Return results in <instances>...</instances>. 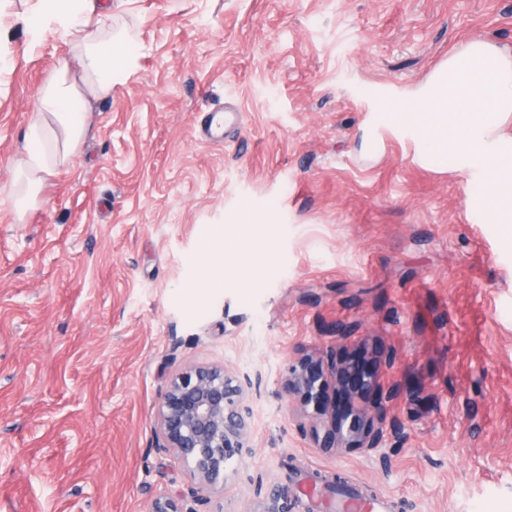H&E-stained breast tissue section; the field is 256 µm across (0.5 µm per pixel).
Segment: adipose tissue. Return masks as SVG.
Wrapping results in <instances>:
<instances>
[{
	"instance_id": "obj_1",
	"label": "adipose tissue",
	"mask_w": 512,
	"mask_h": 512,
	"mask_svg": "<svg viewBox=\"0 0 512 512\" xmlns=\"http://www.w3.org/2000/svg\"><path fill=\"white\" fill-rule=\"evenodd\" d=\"M112 0H31L14 17L32 38L50 30L73 45L81 79L59 77L39 95L35 116L25 129L16 175L21 187L13 199L16 219H24L39 201L48 178L60 174L88 132L92 98L110 94L124 82L134 59L127 32L102 31V18L111 16Z\"/></svg>"
}]
</instances>
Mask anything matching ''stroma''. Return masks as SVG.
<instances>
[{
  "instance_id": "1",
  "label": "stroma",
  "mask_w": 512,
  "mask_h": 512,
  "mask_svg": "<svg viewBox=\"0 0 512 512\" xmlns=\"http://www.w3.org/2000/svg\"><path fill=\"white\" fill-rule=\"evenodd\" d=\"M127 80L15 221L19 139L69 55L0 37V512H152L189 479L157 448L169 379L247 380L242 457L198 512H327L342 477L390 512H512V223L478 165L434 159L390 97L463 44L512 52V0H124ZM227 141L201 130L225 106ZM349 331L336 336L337 327ZM364 357L385 442L319 447L289 364Z\"/></svg>"
}]
</instances>
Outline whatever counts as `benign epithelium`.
<instances>
[{
  "label": "benign epithelium",
  "mask_w": 512,
  "mask_h": 512,
  "mask_svg": "<svg viewBox=\"0 0 512 512\" xmlns=\"http://www.w3.org/2000/svg\"><path fill=\"white\" fill-rule=\"evenodd\" d=\"M335 375L356 395L379 390L375 371L358 373L344 366ZM326 382L322 363L304 358L288 366L285 388L288 395L308 404L320 398ZM366 415L364 408L353 410L348 425L324 431L320 447L346 448L348 438L357 437L361 447L379 448L384 427L362 432ZM249 418L241 384L224 369L191 367L173 376L160 398L156 447L172 453L185 467L191 485L186 493L165 495L153 512H195L187 501L204 500V493L224 481L227 469L241 456Z\"/></svg>",
  "instance_id": "1"
}]
</instances>
